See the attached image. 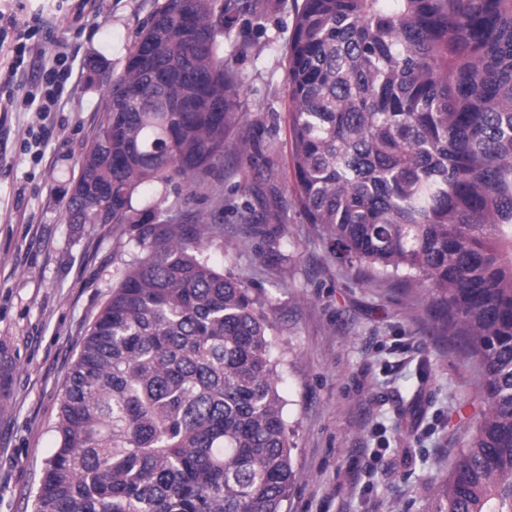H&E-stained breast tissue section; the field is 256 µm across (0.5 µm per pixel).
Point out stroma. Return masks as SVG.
<instances>
[{
    "label": "stroma",
    "instance_id": "obj_1",
    "mask_svg": "<svg viewBox=\"0 0 512 512\" xmlns=\"http://www.w3.org/2000/svg\"><path fill=\"white\" fill-rule=\"evenodd\" d=\"M157 0H101L71 25L70 0H25L44 24L25 62L22 90L0 73V512H32L55 419L82 336L112 286L121 229L72 224L68 191L101 100L123 70ZM295 0H279L257 50L233 58L243 79L240 122L275 141L273 175L289 187L278 245L242 238L240 214L266 188L239 189L257 167L250 151L224 160V267L271 304L279 390L298 481L287 512H429L425 485L445 478L486 406L460 337L431 333L437 314L400 285L360 283L307 224L293 193L285 48ZM73 65L56 112L25 106L43 63Z\"/></svg>",
    "mask_w": 512,
    "mask_h": 512
}]
</instances>
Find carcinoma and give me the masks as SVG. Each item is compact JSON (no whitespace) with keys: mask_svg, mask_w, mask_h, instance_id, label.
<instances>
[{"mask_svg":"<svg viewBox=\"0 0 512 512\" xmlns=\"http://www.w3.org/2000/svg\"><path fill=\"white\" fill-rule=\"evenodd\" d=\"M278 0H162L78 161L73 224L129 248L82 339L34 512H285L296 481L266 300L216 263L238 120L221 36ZM298 203L363 282L465 339L486 410L431 512H512V0H301L288 40ZM182 180L188 198L165 206ZM218 199L204 215L189 198ZM283 235L277 210L240 214Z\"/></svg>","mask_w":512,"mask_h":512,"instance_id":"1","label":"carcinoma"}]
</instances>
